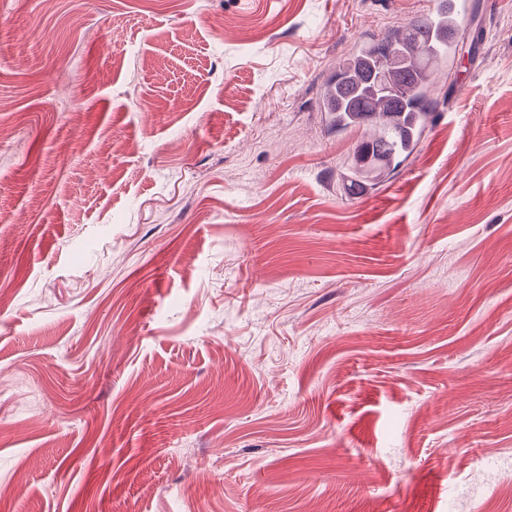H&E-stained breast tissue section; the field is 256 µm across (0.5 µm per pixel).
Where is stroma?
<instances>
[{
	"mask_svg": "<svg viewBox=\"0 0 512 512\" xmlns=\"http://www.w3.org/2000/svg\"><path fill=\"white\" fill-rule=\"evenodd\" d=\"M471 2L357 198L327 81L438 0H0V512H512V0Z\"/></svg>",
	"mask_w": 512,
	"mask_h": 512,
	"instance_id": "obj_1",
	"label": "stroma"
}]
</instances>
